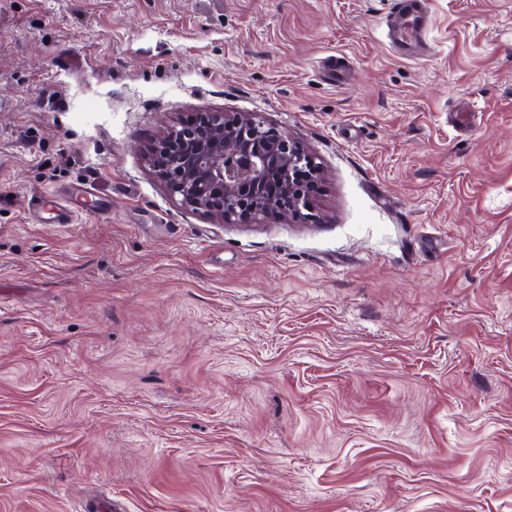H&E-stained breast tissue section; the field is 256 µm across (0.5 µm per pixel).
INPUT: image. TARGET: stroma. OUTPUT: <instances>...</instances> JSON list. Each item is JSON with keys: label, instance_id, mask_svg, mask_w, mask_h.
Masks as SVG:
<instances>
[{"label": "stroma", "instance_id": "obj_1", "mask_svg": "<svg viewBox=\"0 0 512 512\" xmlns=\"http://www.w3.org/2000/svg\"><path fill=\"white\" fill-rule=\"evenodd\" d=\"M396 7L0 0V512H512V0H426L425 60ZM203 112L315 222L172 199ZM148 165L182 207L221 223L315 219L312 190L319 164L256 114L206 112L194 126H171Z\"/></svg>", "mask_w": 512, "mask_h": 512}]
</instances>
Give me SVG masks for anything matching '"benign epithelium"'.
<instances>
[{"label": "benign epithelium", "instance_id": "7a95c632", "mask_svg": "<svg viewBox=\"0 0 512 512\" xmlns=\"http://www.w3.org/2000/svg\"><path fill=\"white\" fill-rule=\"evenodd\" d=\"M148 165L168 194L221 223L287 216L312 222L315 157L256 114L206 112L163 134Z\"/></svg>", "mask_w": 512, "mask_h": 512}]
</instances>
